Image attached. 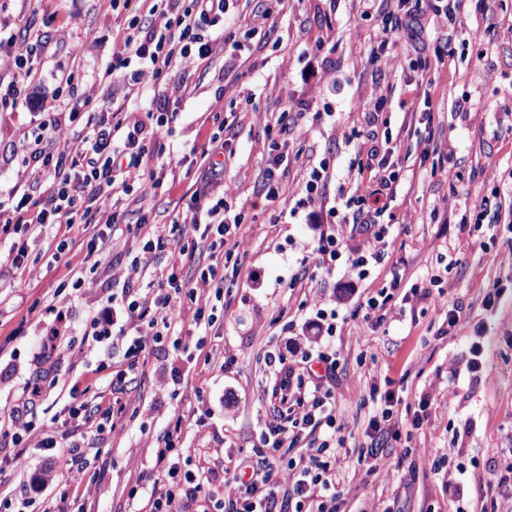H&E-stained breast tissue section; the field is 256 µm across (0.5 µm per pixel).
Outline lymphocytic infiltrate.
Masks as SVG:
<instances>
[{"instance_id":"obj_1","label":"lymphocytic infiltrate","mask_w":512,"mask_h":512,"mask_svg":"<svg viewBox=\"0 0 512 512\" xmlns=\"http://www.w3.org/2000/svg\"><path fill=\"white\" fill-rule=\"evenodd\" d=\"M358 5L362 14L383 17L374 34L375 59L386 56L396 42L416 38L423 30L420 18L405 12V0H358ZM112 6L130 14L121 40L122 54L137 58L152 78L174 68L210 63L224 46L230 0H190L182 8L175 7L173 0H112ZM35 53V44L26 36H0V66L10 75L9 80L0 79V103L14 108L26 104ZM91 101L92 93L87 89L69 94L71 119L87 129L83 138L72 140L63 129L43 127L40 145L29 158L37 169L50 175L52 185L33 215H25L28 198L20 196L7 224H89L101 213L104 226L109 227L120 221L118 213L106 209L116 182L138 179L137 192L143 198L157 188L154 178L142 175L145 140L163 139L168 132L167 116H156L147 126L114 111L92 110ZM209 145L205 177L189 197L183 198L176 218L181 229L167 238L168 244L176 247L186 237L203 241L209 260L196 265L189 277L175 267L161 271L156 275V289L139 294L133 288L145 269H128L120 291L109 298L120 309L123 322L90 321L101 366L109 365L110 351L116 346L136 357L150 344L166 338L183 299L198 304L196 329L208 331L217 322L205 306L224 295L223 270L240 249L237 231L243 222V207L219 190L226 161L233 156L228 139L218 133ZM396 150L392 130L384 129L381 142L367 152L369 179L348 173L352 194L337 212L336 227L320 234L308 258L290 277V286L308 281L310 269L335 265L350 231L362 238L350 264L358 279H367L372 268L386 259L390 228L378 224L377 219L389 210L402 181V165L394 160ZM304 327L320 347L294 364L282 354L272 357L277 378L270 396L273 410L252 448L228 456L220 464L183 469L181 435L190 426L192 413L187 409L174 412L157 438L151 467L154 480L145 495L144 512H186L192 505L201 512H339L343 478L336 469V458L345 445L342 431L347 424L336 407V351L328 345L336 334V315L317 310ZM136 379L133 364L113 372L106 397L97 392L95 383H88L79 391L78 404L41 427L33 423V412L56 378L46 371L26 381L10 408L11 432L0 431V447L12 449L11 454L0 458V481L27 471L24 443L26 436L34 433L39 437L38 447L61 449L67 481L73 489L95 486L85 452L96 447L105 429L116 428L123 401L134 390ZM406 403L401 390L370 389L362 457L368 472L385 482L392 477L390 467L381 461L386 444L400 438L402 430L420 425L419 414L402 416L400 408Z\"/></svg>"}]
</instances>
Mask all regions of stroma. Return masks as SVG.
Returning a JSON list of instances; mask_svg holds the SVG:
<instances>
[{
    "instance_id": "35a3bbf8",
    "label": "stroma",
    "mask_w": 512,
    "mask_h": 512,
    "mask_svg": "<svg viewBox=\"0 0 512 512\" xmlns=\"http://www.w3.org/2000/svg\"><path fill=\"white\" fill-rule=\"evenodd\" d=\"M258 0H234L229 14L233 38L204 69L182 70L154 80L153 92L127 98L139 68L130 62L104 76L116 52L115 38L128 24L126 13L110 0H0V27L25 26L30 37L49 36L39 52L36 76L21 111L0 105V205L13 208L15 191L39 199L49 177L34 178L16 151L33 146L41 120L59 121L71 136L69 107L58 90L71 83L92 88L97 105H121L138 113H168L169 134L151 152L174 149L189 159L187 169L166 173L144 203L120 195L114 206L126 213L101 251L81 250L54 261L51 235L31 244L24 269L11 271L6 300L0 301V422L8 403L31 375L54 369L58 385L48 390L36 422H50L70 402L69 387L92 379L97 357L89 352L83 329L112 291V276L136 261L158 269L170 266L169 248L141 255L131 240L141 220L170 224L182 197L195 190L206 166L208 138L219 128L232 137L234 158L227 163L224 187L245 206L240 275L226 282L223 324L218 335L165 339L151 345L140 383L127 399L123 426L106 435L103 451L90 468L102 481L101 493L86 492L76 512H134L132 491L154 458L156 438L183 395L199 394L198 427L183 434V452L196 462L199 448L214 461L251 447L270 409L275 382L267 352L281 351L292 323L321 307L336 313V403L347 423V445L361 442L368 410L363 402L371 385L392 380L404 386L408 400L427 398L421 429L408 443L417 453L436 455L438 473L402 471L390 482L367 475L348 458L344 476V512H369L373 502L398 495L403 512H490L493 500L512 494L499 485L512 464V196L491 197L497 179H512V134L505 107L512 106V0H471L466 28L480 39L455 36L451 56H437L442 28L426 23L425 49L415 53L405 42L390 51L383 91L372 81V38L381 16H361L357 0H271L272 28L252 29ZM426 81L433 100L437 149L459 170L456 184L431 174L421 156V127L411 114L408 85ZM383 98V112L400 132V155L414 175L412 189H399L392 204L398 223L390 229L388 262L358 281L355 295L340 288L347 258L334 275L318 273L303 286L286 289L315 232L305 209L297 205L296 187L306 161L328 168L322 224L336 223L334 206L347 195L344 177L357 169L372 144L365 112ZM318 105L319 117L307 112ZM300 112L311 129L291 142L287 202L270 201L258 192L268 155L279 139L270 129L282 110ZM399 268L407 296H394L384 324L371 326L364 305ZM83 270L98 281L91 292L72 293L64 309L77 348L70 356H49L39 348L56 313L49 303L70 272ZM500 289L497 307L484 308L487 289ZM461 306L462 319L448 332L444 312ZM483 335L490 351L483 372L468 373L470 346ZM220 346L231 364L204 366L200 351ZM65 470L56 452L34 448L21 482L0 484V504L19 494L28 512H45L65 487Z\"/></svg>"
}]
</instances>
